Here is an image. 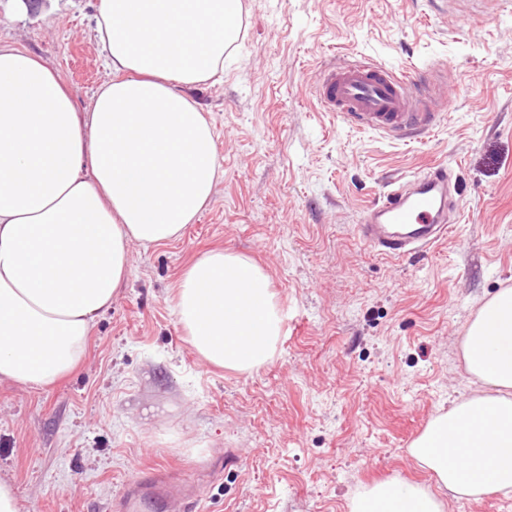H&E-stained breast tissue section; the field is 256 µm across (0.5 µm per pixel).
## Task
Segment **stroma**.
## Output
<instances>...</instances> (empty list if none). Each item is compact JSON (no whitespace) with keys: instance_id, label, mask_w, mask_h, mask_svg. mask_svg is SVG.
Wrapping results in <instances>:
<instances>
[{"instance_id":"obj_1","label":"stroma","mask_w":512,"mask_h":512,"mask_svg":"<svg viewBox=\"0 0 512 512\" xmlns=\"http://www.w3.org/2000/svg\"><path fill=\"white\" fill-rule=\"evenodd\" d=\"M0 0V40L45 59L82 108L106 79L97 0ZM244 0L223 74L193 89L222 173L176 240L131 249V272L55 385L0 381V479L19 512H107L145 467L198 487L199 512H350L381 481L417 483L444 512H512V497L457 498L408 448L482 386L462 339L512 288V0ZM362 52L434 85L443 102L412 140L322 111L324 66ZM442 163L459 212L430 250L389 259L360 216L387 180ZM264 268L286 315L272 358L205 364L177 321L182 270L212 249Z\"/></svg>"}]
</instances>
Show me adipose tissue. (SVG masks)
Masks as SVG:
<instances>
[{
	"mask_svg": "<svg viewBox=\"0 0 512 512\" xmlns=\"http://www.w3.org/2000/svg\"><path fill=\"white\" fill-rule=\"evenodd\" d=\"M243 0H99L109 78L82 110L42 58L0 41V380L46 388L83 358L130 273V247L180 236L219 177L211 123L189 92L224 67ZM174 311L193 351L236 372L267 362L283 317L254 261L210 251ZM486 392L436 416L410 455L461 498L512 494V288L463 338ZM351 512H442L417 484L358 493Z\"/></svg>",
	"mask_w": 512,
	"mask_h": 512,
	"instance_id": "ef3b65f1",
	"label": "adipose tissue"
}]
</instances>
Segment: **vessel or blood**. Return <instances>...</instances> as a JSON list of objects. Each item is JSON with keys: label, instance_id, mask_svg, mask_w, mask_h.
I'll list each match as a JSON object with an SVG mask.
<instances>
[{"label": "vessel or blood", "instance_id": "b4317fda", "mask_svg": "<svg viewBox=\"0 0 512 512\" xmlns=\"http://www.w3.org/2000/svg\"><path fill=\"white\" fill-rule=\"evenodd\" d=\"M408 83L405 74L356 58L324 67L314 95L323 111L336 113L348 125L406 139L434 125L439 105L433 97L413 96ZM457 192V179L443 164L394 179L363 212L359 234L374 252L391 258L431 248L448 235ZM149 489L169 496L174 486L156 470H147L143 482L130 485L113 502L114 512H134L137 498Z\"/></svg>", "mask_w": 512, "mask_h": 512}]
</instances>
